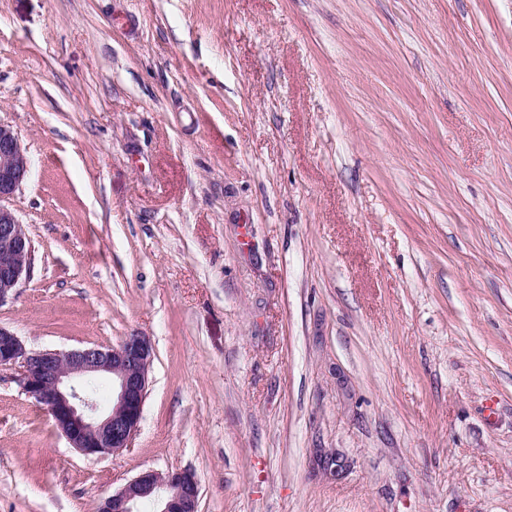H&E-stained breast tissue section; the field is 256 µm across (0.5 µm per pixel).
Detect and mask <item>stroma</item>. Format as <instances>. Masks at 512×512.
<instances>
[{"label":"stroma","instance_id":"obj_1","mask_svg":"<svg viewBox=\"0 0 512 512\" xmlns=\"http://www.w3.org/2000/svg\"><path fill=\"white\" fill-rule=\"evenodd\" d=\"M0 122V326L154 345L101 457L0 368V512H512V0H0ZM29 163L16 130L0 122V306L13 300L30 269L31 239L5 205L20 189ZM145 499L152 501L155 512H197L198 479L185 469H145L118 491L98 499L94 511L134 512Z\"/></svg>","mask_w":512,"mask_h":512}]
</instances>
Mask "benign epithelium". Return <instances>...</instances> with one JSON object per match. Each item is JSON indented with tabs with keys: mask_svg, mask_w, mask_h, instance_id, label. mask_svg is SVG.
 <instances>
[{
	"mask_svg": "<svg viewBox=\"0 0 512 512\" xmlns=\"http://www.w3.org/2000/svg\"><path fill=\"white\" fill-rule=\"evenodd\" d=\"M28 168L18 133L0 122V306L16 297L30 269L31 239L5 205L20 189ZM153 357L151 340L140 334L112 347L34 350L0 327V367L18 368L23 392L47 410L56 429L85 456L130 446L140 427ZM96 374L112 379L114 398L107 411L99 409L85 388V379ZM145 499L152 501L155 512H197L198 479L185 469H145L98 499L95 512H136Z\"/></svg>",
	"mask_w": 512,
	"mask_h": 512,
	"instance_id": "obj_1",
	"label": "benign epithelium"
}]
</instances>
